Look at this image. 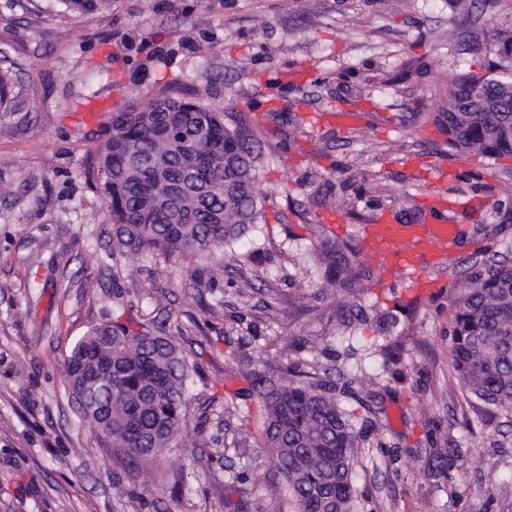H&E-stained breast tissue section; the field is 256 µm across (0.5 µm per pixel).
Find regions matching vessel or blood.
Here are the masks:
<instances>
[{
  "instance_id": "b4317fda",
  "label": "vessel or blood",
  "mask_w": 512,
  "mask_h": 512,
  "mask_svg": "<svg viewBox=\"0 0 512 512\" xmlns=\"http://www.w3.org/2000/svg\"><path fill=\"white\" fill-rule=\"evenodd\" d=\"M423 213L420 224H406L391 214H381L369 224L365 242L369 250L407 271L414 288L427 287L425 270L432 261L433 250L455 246L459 237V226L447 207L427 203Z\"/></svg>"
}]
</instances>
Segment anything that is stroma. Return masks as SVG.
Listing matches in <instances>:
<instances>
[{
	"label": "stroma",
	"mask_w": 512,
	"mask_h": 512,
	"mask_svg": "<svg viewBox=\"0 0 512 512\" xmlns=\"http://www.w3.org/2000/svg\"><path fill=\"white\" fill-rule=\"evenodd\" d=\"M477 0H112L80 17L48 0H0V50L20 65L18 107L0 112V512H217L224 477L250 469L252 512H291L269 453L225 447V429H261L257 401L224 395L297 359L295 343L329 345L338 371L378 411L353 458L359 512H512V424L448 384V318L473 266L512 261V157L450 154L433 115L448 108V71L482 70L495 23ZM171 84L240 116L261 139L263 217L218 262L113 263L103 201L81 175L97 124L88 99L146 107ZM361 107L343 130L311 114ZM452 171L454 179H442ZM482 202L458 213L452 260L430 263V288L360 259L357 292L330 288L326 242L360 247L389 211L420 216V199ZM249 282L244 295L227 282ZM281 303L265 306L269 290ZM363 307L386 316L407 351L396 377L370 330L341 326ZM123 315L173 336L196 368L189 430L134 469L80 422L64 362L90 327ZM252 330L236 326V316ZM454 440L457 453L437 458Z\"/></svg>",
	"instance_id": "1"
}]
</instances>
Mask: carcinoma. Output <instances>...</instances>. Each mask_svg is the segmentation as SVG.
I'll return each mask as SVG.
<instances>
[{
    "label": "carcinoma",
    "mask_w": 512,
    "mask_h": 512,
    "mask_svg": "<svg viewBox=\"0 0 512 512\" xmlns=\"http://www.w3.org/2000/svg\"><path fill=\"white\" fill-rule=\"evenodd\" d=\"M66 12L97 13L108 0H56ZM484 72L448 73V111L432 122L447 135L448 150L498 159L512 156V24L494 29ZM11 67L0 68V110L11 107ZM107 130L87 150L83 175L105 203L112 224V261L146 254L165 262L219 258L256 224L262 152L253 134L225 112L172 97L163 88L151 111L132 103L111 113ZM182 183L175 194L155 179L152 165ZM324 277L344 291L358 287L353 258L326 247ZM448 383L466 399L495 412L512 409V264L489 260L472 272L470 286L451 301ZM383 363L404 374L403 354L389 324L373 328ZM309 358L289 363L231 400L251 399L266 412L257 440L272 456L295 512H356L351 456L376 415L357 395V378L328 379L331 354L315 346ZM79 418L108 463L119 453L130 464L157 460L189 425L186 395L193 369L169 336L115 319L90 328L66 357ZM364 414L348 408L346 400ZM244 470L224 480L223 512H242L232 499L248 482Z\"/></svg>",
    "instance_id": "cac0c4a2"
}]
</instances>
